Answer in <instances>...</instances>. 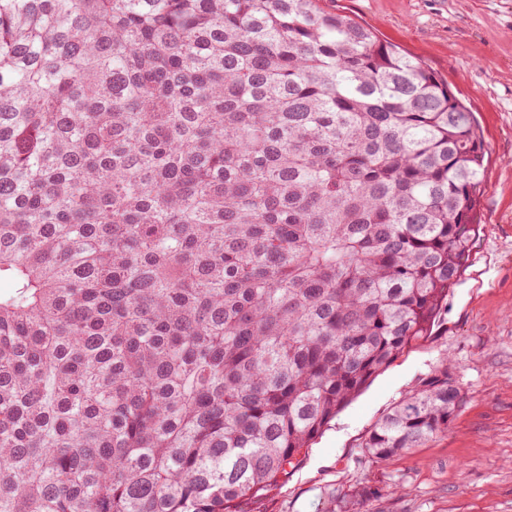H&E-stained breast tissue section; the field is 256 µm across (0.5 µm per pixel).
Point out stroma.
<instances>
[{"label":"stroma","mask_w":512,"mask_h":512,"mask_svg":"<svg viewBox=\"0 0 512 512\" xmlns=\"http://www.w3.org/2000/svg\"><path fill=\"white\" fill-rule=\"evenodd\" d=\"M421 61L470 109L485 176L473 248L429 338L395 358L245 512H512V0H320ZM465 403L445 433L382 463L361 445L441 353ZM377 497L355 498L362 484Z\"/></svg>","instance_id":"obj_1"}]
</instances>
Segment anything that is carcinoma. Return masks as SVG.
<instances>
[{
  "instance_id": "cac0c4a2",
  "label": "carcinoma",
  "mask_w": 512,
  "mask_h": 512,
  "mask_svg": "<svg viewBox=\"0 0 512 512\" xmlns=\"http://www.w3.org/2000/svg\"><path fill=\"white\" fill-rule=\"evenodd\" d=\"M485 151L317 0H0V512H241L430 335ZM448 353L362 443L462 407Z\"/></svg>"
}]
</instances>
